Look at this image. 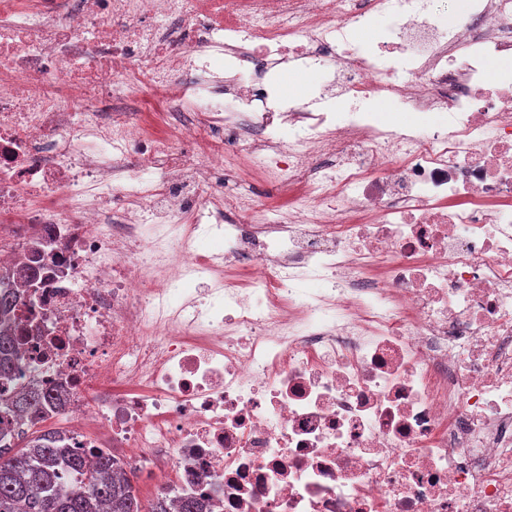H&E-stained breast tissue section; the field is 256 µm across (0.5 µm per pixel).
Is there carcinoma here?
<instances>
[{
  "mask_svg": "<svg viewBox=\"0 0 512 512\" xmlns=\"http://www.w3.org/2000/svg\"><path fill=\"white\" fill-rule=\"evenodd\" d=\"M15 276L0 271V380L10 383L21 370L23 333L9 332L19 297ZM52 396L19 385L5 399L7 412L38 419ZM66 431L34 430L12 440L0 430V512H169L158 495L144 503L112 451L100 448L89 461L67 446Z\"/></svg>",
  "mask_w": 512,
  "mask_h": 512,
  "instance_id": "cac0c4a2",
  "label": "carcinoma"
}]
</instances>
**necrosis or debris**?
Instances as JSON below:
<instances>
[{
	"label": "necrosis or debris",
	"mask_w": 512,
	"mask_h": 512,
	"mask_svg": "<svg viewBox=\"0 0 512 512\" xmlns=\"http://www.w3.org/2000/svg\"><path fill=\"white\" fill-rule=\"evenodd\" d=\"M292 62L343 118L269 107ZM1 230L70 447L208 512H512V0H0ZM376 112H386L389 121L399 126H415L419 129H425L432 124V117L428 113H417L408 110H401L389 105H380L375 107ZM250 183L253 192L257 196L260 211L277 215L284 213L285 208L281 207L284 204L283 200L273 197L270 188L266 184L259 181H251Z\"/></svg>",
	"instance_id": "obj_1"
}]
</instances>
